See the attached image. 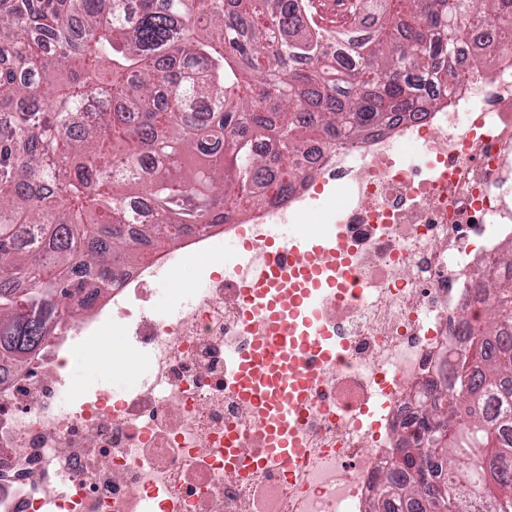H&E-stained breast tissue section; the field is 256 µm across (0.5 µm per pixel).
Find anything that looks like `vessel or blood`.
Returning <instances> with one entry per match:
<instances>
[{
  "instance_id": "vessel-or-blood-1",
  "label": "vessel or blood",
  "mask_w": 512,
  "mask_h": 512,
  "mask_svg": "<svg viewBox=\"0 0 512 512\" xmlns=\"http://www.w3.org/2000/svg\"><path fill=\"white\" fill-rule=\"evenodd\" d=\"M300 236L297 225L275 224L265 244L277 253L290 248ZM346 276L335 255H324L319 261L303 256L290 271L267 268L263 274L266 291L249 302L248 312L262 315L265 333L240 354L239 365L247 373L245 385L250 391L258 393L267 386L277 397L274 415L263 418L269 453L286 457L299 446L291 410L309 385L310 361L335 355L327 337L318 333L315 295L319 288L336 287Z\"/></svg>"
}]
</instances>
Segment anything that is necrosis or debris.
Instances as JSON below:
<instances>
[{
  "label": "necrosis or debris",
  "mask_w": 512,
  "mask_h": 512,
  "mask_svg": "<svg viewBox=\"0 0 512 512\" xmlns=\"http://www.w3.org/2000/svg\"><path fill=\"white\" fill-rule=\"evenodd\" d=\"M495 26L474 31L454 66L464 89L426 116H393L384 131L332 148L310 143L304 178L285 202L246 203L219 229L193 234L109 285L91 280L90 312L61 320L24 371L0 369V512H365L391 470L397 430L424 409L414 386L447 369L479 305L477 280L503 273L512 238V67ZM421 154L405 166L401 152ZM340 191L336 208L321 204ZM318 218L352 281L319 298V328L336 362L317 365L297 408L302 448L260 455L265 401L240 396L232 358L260 320L244 288L260 287L272 256L256 246L220 257L225 236ZM199 287L180 289L174 315L151 288L187 260ZM119 330L149 378L116 393L71 383L75 350L97 359Z\"/></svg>",
  "instance_id": "1"
}]
</instances>
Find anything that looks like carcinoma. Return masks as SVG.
<instances>
[{"label": "carcinoma", "instance_id": "1", "mask_svg": "<svg viewBox=\"0 0 512 512\" xmlns=\"http://www.w3.org/2000/svg\"><path fill=\"white\" fill-rule=\"evenodd\" d=\"M377 33L333 45L309 0H0V365L22 369L86 278L229 219L235 200L288 197L311 140L352 143L390 115L445 107L469 34L512 0H359ZM148 200L153 224L133 205ZM476 331L436 393L441 439L399 437L367 512H512V275L482 291ZM429 446L440 490L418 483Z\"/></svg>", "mask_w": 512, "mask_h": 512}]
</instances>
